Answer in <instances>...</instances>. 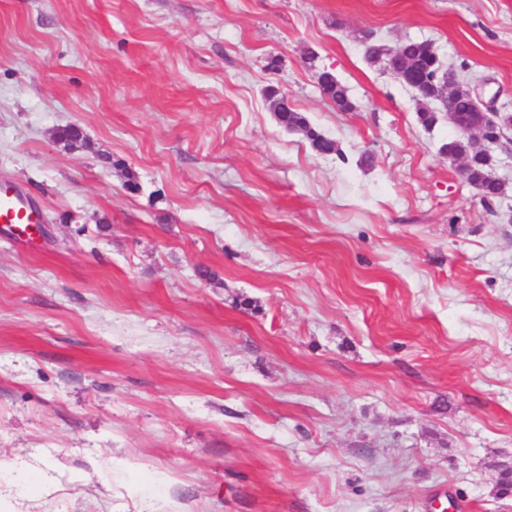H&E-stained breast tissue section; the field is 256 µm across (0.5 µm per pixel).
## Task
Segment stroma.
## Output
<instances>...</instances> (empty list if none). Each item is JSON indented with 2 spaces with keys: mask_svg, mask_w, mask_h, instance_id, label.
<instances>
[{
  "mask_svg": "<svg viewBox=\"0 0 512 512\" xmlns=\"http://www.w3.org/2000/svg\"><path fill=\"white\" fill-rule=\"evenodd\" d=\"M370 39L512 111V0H0V512H512V130L483 200ZM385 50L391 57L396 55L393 49L385 48ZM396 50L397 63H413L419 70L422 78H430L435 70L442 67L440 60L434 65V55L431 52V46L425 42L407 41L397 47ZM319 81L325 87L326 97L329 98L340 111L347 112L353 109V103L348 97L347 90L337 79L336 76L328 71L319 73ZM267 94L270 107L281 126L289 131L303 133L316 150L324 151L325 153L336 152L335 141L325 138L312 128L307 117L302 112L294 109L288 103L285 95L281 94L278 89L271 87L267 90ZM42 214L34 202L16 188L0 187V224H38Z\"/></svg>",
  "mask_w": 512,
  "mask_h": 512,
  "instance_id": "1",
  "label": "stroma"
}]
</instances>
